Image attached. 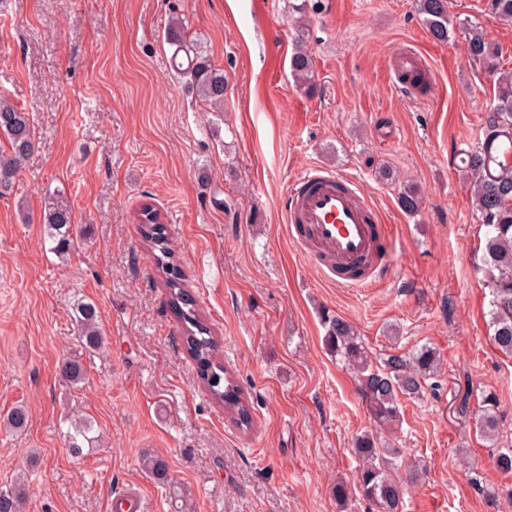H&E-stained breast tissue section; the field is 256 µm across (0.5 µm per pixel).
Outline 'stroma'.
<instances>
[{"mask_svg":"<svg viewBox=\"0 0 512 512\" xmlns=\"http://www.w3.org/2000/svg\"><path fill=\"white\" fill-rule=\"evenodd\" d=\"M316 87L290 72L288 0H0V95L32 114L37 147L0 195V415L29 411L25 431L0 426V489L36 453L22 512H112L134 490L150 512H175L170 484L195 512H338L333 487L360 466L353 442L374 424L357 384L325 342L324 314L351 322L372 358L424 345L442 359L435 391L403 400L392 439L420 470L407 512H503L476 493L512 485L477 436L482 392L499 399L512 435V356L488 335L489 293L476 267L484 229L458 171L482 134L495 85L466 54L474 23L512 71V26L485 0H448V42L417 0H309ZM224 70V109L187 89L166 41L173 18ZM411 48L425 93L394 87L391 59ZM322 164L356 177L388 225L387 279L338 288L288 236L282 200ZM396 171L395 181L379 172ZM416 184L420 215L398 197ZM69 205L77 240L58 257L43 240L49 202ZM152 204L178 253L182 283L213 329L246 398L242 428L203 387L186 353L136 212ZM92 299L104 355L76 340L68 308ZM82 361L74 388L60 367ZM100 438L79 458L61 422L71 411ZM161 453L169 484L142 471Z\"/></svg>","mask_w":512,"mask_h":512,"instance_id":"1","label":"stroma"}]
</instances>
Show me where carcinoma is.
Listing matches in <instances>:
<instances>
[{"label":"carcinoma","mask_w":512,"mask_h":512,"mask_svg":"<svg viewBox=\"0 0 512 512\" xmlns=\"http://www.w3.org/2000/svg\"><path fill=\"white\" fill-rule=\"evenodd\" d=\"M298 15L297 34L290 59L291 75L304 92L314 89V58L308 42L307 0L289 4ZM486 9L500 21L512 25V0H486ZM418 12L423 15L428 31L438 42L448 41L451 19L448 0H418ZM183 26L176 23L168 34L174 56L184 55L187 66L183 74L202 100L217 111H223L226 80L224 70L215 67L208 55L181 35ZM469 58L483 64L495 75V104L484 113L483 139L460 153L461 173L471 191L473 204L485 227L482 270L489 289L488 329L494 345L506 355H512V72H497L496 47L476 26L466 27ZM0 138L6 140L8 153H0V190H8L20 175L25 161L35 150L36 135L29 113L0 95ZM400 208L416 214L423 208L419 190L406 185L398 197ZM136 219L146 226V246L156 271L164 280L172 312L182 324V343L187 354L199 368L203 385L211 396L224 405L227 413L242 427H249L251 416L246 400L232 375L224 370L217 343L204 322L196 302L181 283L176 254L167 239L160 212L144 206ZM43 236L51 250L60 256L74 247L71 210L58 201L48 207L43 218ZM70 314L78 331V341L88 353L105 349L106 337L100 326L97 305L83 297L73 301ZM326 342L330 350L352 371L367 411L378 431H388L399 424L401 400L419 399L434 389L432 382L439 372L440 354L424 345L410 353L389 354L375 362L356 328L339 316L325 317ZM62 375L71 385L85 382V369L79 360L62 365ZM29 422L26 407L16 406L3 418L4 426L14 432L25 430ZM65 447L70 455H83L94 447L99 434L92 420L68 417ZM479 435L500 448L493 463L504 474L512 473V444H503L499 433L498 399L489 392L483 396L476 423ZM355 454L362 463L352 484H336V501L343 504L351 492L369 502L373 512H405L404 486L398 476L402 467V449L379 446L378 435L366 432L355 441ZM143 467L155 480L168 481L166 460L159 454L143 458ZM25 483L16 478L7 490L0 491V512H18L25 495Z\"/></svg>","instance_id":"obj_1"}]
</instances>
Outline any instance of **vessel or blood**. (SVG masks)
Wrapping results in <instances>:
<instances>
[{
  "instance_id": "vessel-or-blood-1",
  "label": "vessel or blood",
  "mask_w": 512,
  "mask_h": 512,
  "mask_svg": "<svg viewBox=\"0 0 512 512\" xmlns=\"http://www.w3.org/2000/svg\"><path fill=\"white\" fill-rule=\"evenodd\" d=\"M410 50L392 59L394 74L426 71ZM288 232L326 282L339 288L373 285L386 272L387 227L352 177L321 166L306 169L283 200Z\"/></svg>"
}]
</instances>
